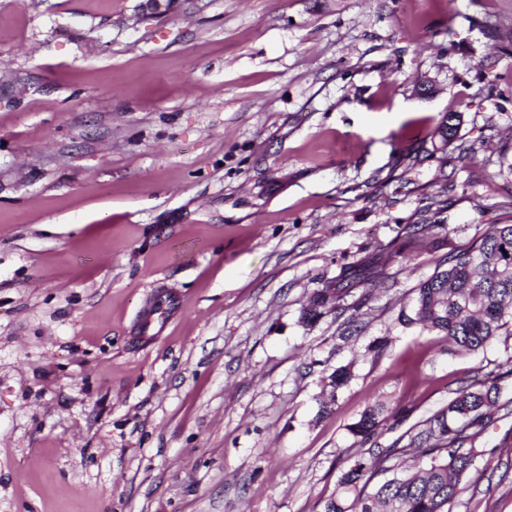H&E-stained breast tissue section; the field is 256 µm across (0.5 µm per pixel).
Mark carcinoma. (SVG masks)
<instances>
[{
    "mask_svg": "<svg viewBox=\"0 0 512 512\" xmlns=\"http://www.w3.org/2000/svg\"><path fill=\"white\" fill-rule=\"evenodd\" d=\"M458 121L456 112L443 115L434 131L441 146L453 143ZM370 277L366 265L342 271L336 287L313 293L302 319H319L328 302L340 303L351 287ZM398 320L443 336L465 352L483 349L502 334L512 336V224H496L479 244L451 252L447 267L419 284L412 313L402 311ZM351 378L347 365L328 376L336 391ZM501 409L497 385L471 380L412 437V465L401 461L404 448L348 456L338 479L339 493L324 503L322 512H449L465 490L463 479L476 470L481 455L474 446L476 438ZM379 415V408L367 409L350 425V433L363 442L370 440L380 424ZM378 474L384 479L372 483Z\"/></svg>",
    "mask_w": 512,
    "mask_h": 512,
    "instance_id": "obj_1",
    "label": "carcinoma"
}]
</instances>
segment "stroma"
Here are the masks:
<instances>
[{"instance_id": "obj_1", "label": "stroma", "mask_w": 512, "mask_h": 512, "mask_svg": "<svg viewBox=\"0 0 512 512\" xmlns=\"http://www.w3.org/2000/svg\"><path fill=\"white\" fill-rule=\"evenodd\" d=\"M142 3L0 0V512H322L350 454L490 373L451 512H512V336L398 321L512 224V0ZM363 261L379 283L303 322ZM459 118L457 112H447L443 115L434 131V136L438 138L440 146L448 148L453 143L458 132ZM167 315L170 314V308L163 302L157 301L154 302L144 313L140 324H139V334L142 336H138L139 340L143 343H147L152 340L157 334L160 332L162 328L163 320L166 319ZM156 316V317H155ZM164 316V317H163ZM163 318V319H162ZM162 319V322H160ZM154 322L160 323L159 328L155 327L151 329V326ZM152 330V333L150 331ZM379 415L380 409L378 407L367 409L355 423L350 425V433L354 437H361L363 442L370 440L380 424Z\"/></svg>"}]
</instances>
